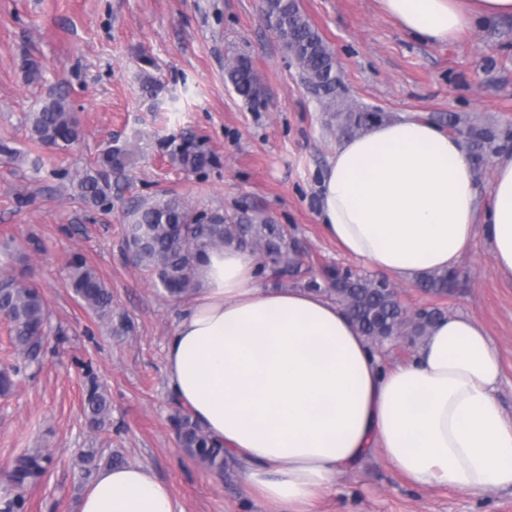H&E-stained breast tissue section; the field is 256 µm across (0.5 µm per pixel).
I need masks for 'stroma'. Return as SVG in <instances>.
I'll use <instances>...</instances> for the list:
<instances>
[{"label":"stroma","instance_id":"35a3bbf8","mask_svg":"<svg viewBox=\"0 0 512 512\" xmlns=\"http://www.w3.org/2000/svg\"><path fill=\"white\" fill-rule=\"evenodd\" d=\"M298 4L336 56L343 98L396 118L458 114L512 147V16L431 44L404 32L377 0ZM262 10L261 0H0V140L20 152L0 159V266L39 288L50 311L39 362L0 395V501L14 495L15 458L38 449L51 463L26 492V512H78L91 484L80 457L91 450L147 469L182 512H272L234 464L211 473L179 447L164 356L184 304L167 298L123 243L129 202L170 192L199 211H245L288 226L300 271L278 278L262 268L264 286L300 288L329 267L374 274L322 232L317 185L337 138ZM240 56L259 77V103L225 79ZM59 91L81 128L67 151L37 147L26 124ZM186 140L210 156L207 167L173 162ZM108 146L120 149L124 166L112 175L111 207H95L79 198L77 177ZM77 254L111 289L129 332H110L69 288ZM459 272L445 298L401 281L399 298L412 311L438 306L480 320L501 360L499 398L512 417V278L495 271L481 236ZM92 377L111 402L100 430L84 415ZM310 512H512V489L416 486L375 450Z\"/></svg>","mask_w":512,"mask_h":512}]
</instances>
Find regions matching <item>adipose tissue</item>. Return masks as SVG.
<instances>
[{"label":"adipose tissue","instance_id":"adipose-tissue-1","mask_svg":"<svg viewBox=\"0 0 512 512\" xmlns=\"http://www.w3.org/2000/svg\"><path fill=\"white\" fill-rule=\"evenodd\" d=\"M411 35L445 43L512 0H378ZM319 222L346 255L402 280L452 270L476 237L512 277V150L489 198L466 146L405 117L342 140L322 178ZM198 288L165 346L166 386L277 512H296L380 450L412 483L512 488V419L498 352L476 317L436 323L386 366L343 310L317 293L260 285L236 245L208 251ZM80 512H178L140 466L97 473Z\"/></svg>","mask_w":512,"mask_h":512}]
</instances>
